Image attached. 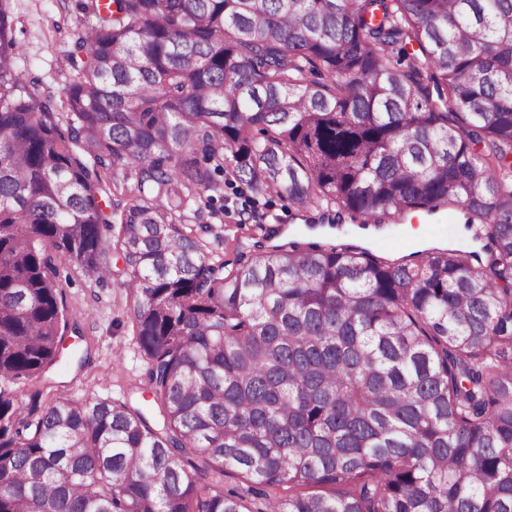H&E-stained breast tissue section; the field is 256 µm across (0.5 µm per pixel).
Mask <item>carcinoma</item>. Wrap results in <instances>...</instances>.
Here are the masks:
<instances>
[{"label": "carcinoma", "instance_id": "cac0c4a2", "mask_svg": "<svg viewBox=\"0 0 512 512\" xmlns=\"http://www.w3.org/2000/svg\"><path fill=\"white\" fill-rule=\"evenodd\" d=\"M8 2L0 512H512V0H86L65 127ZM226 171L465 238L215 262L185 217ZM114 252L152 409L23 395L75 354L58 263L101 281Z\"/></svg>", "mask_w": 512, "mask_h": 512}]
</instances>
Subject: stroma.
I'll return each instance as SVG.
<instances>
[{"mask_svg":"<svg viewBox=\"0 0 512 512\" xmlns=\"http://www.w3.org/2000/svg\"><path fill=\"white\" fill-rule=\"evenodd\" d=\"M81 0H10L12 12L19 18L16 40L20 46L16 59L18 71L38 76L45 91L62 96L72 77L62 66L78 34L94 24L84 14ZM210 222L223 230L222 240L211 241L215 260L232 262L240 253H252L253 244L277 239L287 234L289 240L305 243L306 220H319L316 211H297L287 199L273 194L254 196L235 180L224 183L221 197L216 198ZM251 208L260 217L259 225L240 224L238 213ZM111 276L100 282L89 281L73 262L62 263L59 285L69 324L75 333L68 344L89 354L83 368L66 365L34 381L33 389L49 395L65 393L74 397L120 399L133 384L144 383L147 363L133 340V328L126 315V295L121 283L123 262L111 257Z\"/></svg>","mask_w":512,"mask_h":512,"instance_id":"stroma-1","label":"stroma"}]
</instances>
